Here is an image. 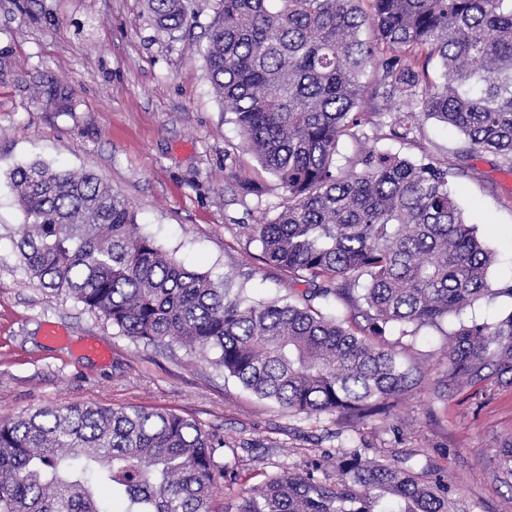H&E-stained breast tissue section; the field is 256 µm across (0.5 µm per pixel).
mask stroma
<instances>
[{
  "mask_svg": "<svg viewBox=\"0 0 512 512\" xmlns=\"http://www.w3.org/2000/svg\"><path fill=\"white\" fill-rule=\"evenodd\" d=\"M217 9L218 0H191L172 39L158 33L147 0H0V416L94 402L194 419L225 437L216 460L239 474L217 491L219 512L245 489L319 461L323 477L335 478L330 459L355 447L368 461L440 474L449 512H512V476L498 467L501 444L512 443V385L480 399L449 391L435 329L386 328L384 344L418 371L390 416L358 424L290 413L183 349L137 342L67 293L33 284L16 248L24 218L10 172L40 161L95 172L136 211L141 232L187 268L254 300L287 295L279 271L258 266V244L234 231L275 219L283 190L244 151L209 81L203 46ZM462 140L426 119L416 144L384 139L376 148L442 160ZM469 165L456 198L497 255L495 286L512 279V172L484 152ZM246 172L262 197L240 199ZM52 325L61 339L47 337ZM91 338L109 349L108 361L83 350Z\"/></svg>",
  "mask_w": 512,
  "mask_h": 512,
  "instance_id": "1",
  "label": "stroma"
}]
</instances>
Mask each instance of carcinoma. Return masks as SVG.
Masks as SVG:
<instances>
[{
    "label": "carcinoma",
    "mask_w": 512,
    "mask_h": 512,
    "mask_svg": "<svg viewBox=\"0 0 512 512\" xmlns=\"http://www.w3.org/2000/svg\"><path fill=\"white\" fill-rule=\"evenodd\" d=\"M218 2L204 48L213 90L284 190L274 220L239 224L237 235L259 244L288 297L231 294L139 232L135 211L97 175L41 163L11 173L24 215L16 247L36 285L308 418L363 423L389 410L410 378L399 353L374 340L391 325L442 332L450 389L477 397L512 385V306L493 324L442 328L481 299L512 301V283L490 286L496 255L452 193L476 151L512 171V0ZM148 7L172 39L187 23L188 0ZM423 118L463 135L454 162L374 147L416 142ZM342 140L354 152L338 168ZM329 299L345 314L315 304ZM224 446L191 418L141 406L1 417L0 512H112L101 488L123 498L122 512H212L214 490L237 480L216 461ZM337 468L334 482L316 476L318 464L273 476L234 512H448L435 473L355 452Z\"/></svg>",
    "instance_id": "carcinoma-1"
}]
</instances>
